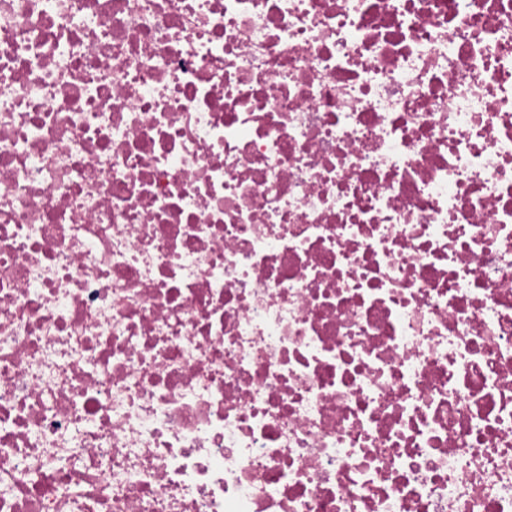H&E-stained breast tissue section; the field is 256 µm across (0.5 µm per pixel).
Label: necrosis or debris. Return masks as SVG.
<instances>
[{"mask_svg": "<svg viewBox=\"0 0 512 512\" xmlns=\"http://www.w3.org/2000/svg\"><path fill=\"white\" fill-rule=\"evenodd\" d=\"M0 512H512V0H0Z\"/></svg>", "mask_w": 512, "mask_h": 512, "instance_id": "necrosis-or-debris-1", "label": "necrosis or debris"}]
</instances>
